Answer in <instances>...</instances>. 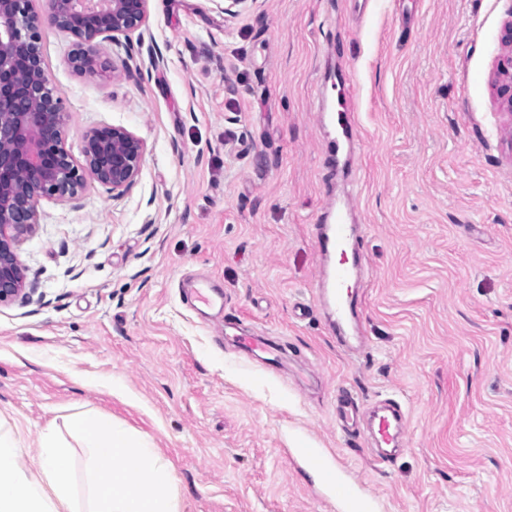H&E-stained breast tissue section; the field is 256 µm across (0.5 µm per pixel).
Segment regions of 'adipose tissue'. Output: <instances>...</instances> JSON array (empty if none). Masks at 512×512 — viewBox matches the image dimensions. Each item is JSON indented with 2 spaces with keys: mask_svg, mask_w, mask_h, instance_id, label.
<instances>
[{
  "mask_svg": "<svg viewBox=\"0 0 512 512\" xmlns=\"http://www.w3.org/2000/svg\"><path fill=\"white\" fill-rule=\"evenodd\" d=\"M75 435L87 455L86 501L73 477ZM18 429L0 424V512H181L171 462L125 422L93 411L40 433L33 463L24 460Z\"/></svg>",
  "mask_w": 512,
  "mask_h": 512,
  "instance_id": "obj_1",
  "label": "adipose tissue"
}]
</instances>
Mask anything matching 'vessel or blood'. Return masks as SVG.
Returning a JSON list of instances; mask_svg holds the SVG:
<instances>
[{
  "label": "vessel or blood",
  "mask_w": 512,
  "mask_h": 512,
  "mask_svg": "<svg viewBox=\"0 0 512 512\" xmlns=\"http://www.w3.org/2000/svg\"><path fill=\"white\" fill-rule=\"evenodd\" d=\"M354 208L355 203L348 196L329 203L321 224L315 225L313 231L324 267L312 303L331 312L336 339L348 348L357 339L362 323L358 292L349 286L350 279L359 277L364 267V257L357 248L361 227L350 221ZM339 396L338 426L348 432L357 423L359 405L347 390H340ZM405 420L402 407L390 400L373 412L369 430L378 461H390L400 452ZM295 453L304 468L322 476L324 490L336 499L341 512H372L373 496L363 485L349 479L333 453L305 442Z\"/></svg>",
  "instance_id": "1"
}]
</instances>
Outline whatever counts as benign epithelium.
I'll return each instance as SVG.
<instances>
[{"label":"benign epithelium","instance_id":"benign-epithelium-1","mask_svg":"<svg viewBox=\"0 0 512 512\" xmlns=\"http://www.w3.org/2000/svg\"><path fill=\"white\" fill-rule=\"evenodd\" d=\"M35 2L0 0V306L34 292L17 246L39 224L40 202H73L95 184L120 195L134 184L145 154L142 139L113 125L85 134L82 159L71 153L68 113L44 68L41 39L47 27L71 34L72 69L109 76L115 67L100 60L96 39H143L149 0H44L40 10ZM494 87L512 112V56Z\"/></svg>","mask_w":512,"mask_h":512}]
</instances>
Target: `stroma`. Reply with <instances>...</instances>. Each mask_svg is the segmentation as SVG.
<instances>
[{"instance_id": "1", "label": "stroma", "mask_w": 512, "mask_h": 512, "mask_svg": "<svg viewBox=\"0 0 512 512\" xmlns=\"http://www.w3.org/2000/svg\"><path fill=\"white\" fill-rule=\"evenodd\" d=\"M512 0H149L142 43L101 42L114 76L42 33L67 145L103 125L145 143L124 194L41 201L18 246L42 301L0 306V421L35 447L94 409L173 464L182 512H338L288 450L336 455L379 512H512V115L491 82ZM350 87L352 148L324 120ZM353 195L366 347L311 307L312 229ZM209 275L218 305L180 284ZM282 347L248 357L225 322ZM120 383L124 393L112 392ZM406 408L374 460L336 426L339 388Z\"/></svg>"}]
</instances>
